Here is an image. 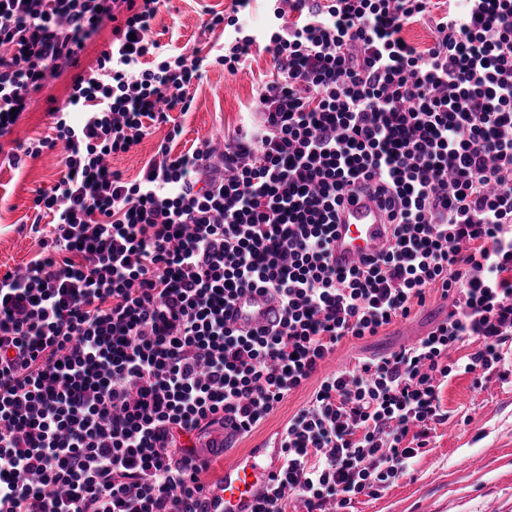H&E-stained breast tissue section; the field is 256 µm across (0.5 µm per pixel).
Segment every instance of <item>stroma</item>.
<instances>
[{
    "label": "stroma",
    "mask_w": 512,
    "mask_h": 512,
    "mask_svg": "<svg viewBox=\"0 0 512 512\" xmlns=\"http://www.w3.org/2000/svg\"><path fill=\"white\" fill-rule=\"evenodd\" d=\"M232 0H172L160 11L150 36L171 49L209 50L222 42L221 33L202 34L204 10L225 11ZM272 68L271 58L254 52L236 73L222 66H207L201 80L191 86L189 112L175 113L183 127L174 142V153H184L206 140H223L253 111L260 88ZM72 75L49 79L31 92L28 108L15 130V138L49 136L47 111L52 102L69 93ZM168 133L156 126L132 152L112 158L113 170L136 179ZM61 150L26 159L19 168L0 167V269L22 268L33 259L39 245L30 231L34 216L32 199L39 188L52 187L61 177ZM446 301L430 292L424 306L414 307L408 318L396 321L378 335L346 339L329 360L327 371L353 368L359 359L378 358L412 346L443 318ZM496 371L480 377L460 374L449 379L440 394L441 418L435 423L425 448L406 471L374 496L356 498L349 512H512V339L501 347ZM318 379L292 392L253 433L234 439L217 457L207 475L218 482L227 460L242 456L260 440L276 438L291 418L310 400Z\"/></svg>",
    "instance_id": "35a3bbf8"
}]
</instances>
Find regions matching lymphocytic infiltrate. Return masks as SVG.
Instances as JSON below:
<instances>
[{"instance_id": "obj_1", "label": "lymphocytic infiltrate", "mask_w": 512, "mask_h": 512, "mask_svg": "<svg viewBox=\"0 0 512 512\" xmlns=\"http://www.w3.org/2000/svg\"><path fill=\"white\" fill-rule=\"evenodd\" d=\"M170 0H0V137L29 94L75 69L53 136L64 172L33 199L42 251L0 271V512H211L218 484L188 436H245L319 371L347 337L374 336L430 290L454 310L412 348L320 376L281 437L284 464L255 512H346L424 448L439 392L489 373L512 338V0H252L211 12L220 55L150 39ZM295 22H287V15ZM432 17L417 50L406 26ZM112 22V43L77 72ZM273 69L223 152L176 155L173 126L132 181L113 172L211 63L252 51ZM383 197L387 249L341 271L336 211ZM270 293L277 328L241 331L227 311ZM477 342L449 361L450 350ZM413 444H406V437Z\"/></svg>"}]
</instances>
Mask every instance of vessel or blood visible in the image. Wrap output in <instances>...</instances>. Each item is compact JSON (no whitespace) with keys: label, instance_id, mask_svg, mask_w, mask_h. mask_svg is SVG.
<instances>
[{"label":"vessel or blood","instance_id":"obj_1","mask_svg":"<svg viewBox=\"0 0 512 512\" xmlns=\"http://www.w3.org/2000/svg\"><path fill=\"white\" fill-rule=\"evenodd\" d=\"M392 227L385 224L380 204L366 197L345 204L338 213L332 261L349 270L376 258L388 245ZM231 322L241 329L278 325L281 310L268 294L253 292L240 298L230 311ZM283 464L280 447L252 448L224 468V512H254L274 473Z\"/></svg>","mask_w":512,"mask_h":512}]
</instances>
